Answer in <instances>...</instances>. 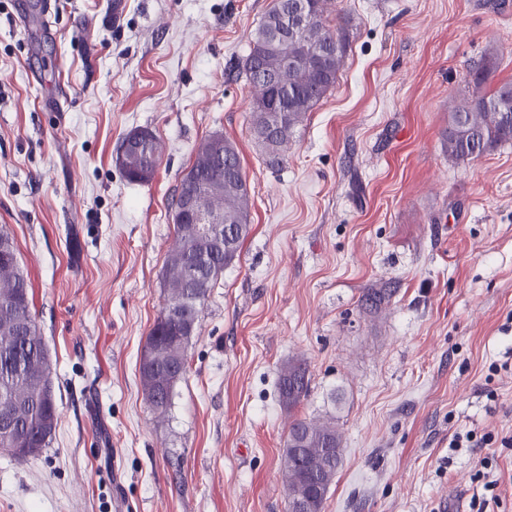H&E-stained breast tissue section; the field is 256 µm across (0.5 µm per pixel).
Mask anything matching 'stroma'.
<instances>
[{
	"instance_id": "35a3bbf8",
	"label": "stroma",
	"mask_w": 512,
	"mask_h": 512,
	"mask_svg": "<svg viewBox=\"0 0 512 512\" xmlns=\"http://www.w3.org/2000/svg\"><path fill=\"white\" fill-rule=\"evenodd\" d=\"M272 0H0V225L13 232L53 363L58 426L0 450V512H286L292 417L335 419L323 512H448L512 447V142L448 157V112L486 55L512 80V0H331L345 67L281 168L250 137L238 66ZM29 6L30 25L17 10ZM154 178L115 163L131 130ZM235 142L252 231L212 288L166 415L139 361L166 303L174 189L202 139ZM395 293L379 312L369 288ZM308 367L288 413L280 369ZM154 134L148 130H135L130 132L127 137L122 141L117 151L118 155L122 157L128 150H136L143 153L148 160H150V146ZM164 152V145L161 142V140H158L154 143L152 147V153L154 155V159L152 161V172L151 175L144 181L142 180V177L138 178V175L140 173H143L144 169V161L140 159L137 155L131 154L127 157L125 166L121 168L125 176L128 178V180L133 182H141L146 183L149 182L152 177L154 176V173L156 171V168L160 164L161 158L163 156Z\"/></svg>"
}]
</instances>
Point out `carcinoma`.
Segmentation results:
<instances>
[{"mask_svg": "<svg viewBox=\"0 0 512 512\" xmlns=\"http://www.w3.org/2000/svg\"><path fill=\"white\" fill-rule=\"evenodd\" d=\"M294 0H273L252 33L249 53L241 62L252 92V103L271 98L275 89L288 90V121L277 122L271 112H252L249 130L266 163L283 162L296 128L336 85L348 57L350 18L328 21V0H313L314 15L286 43H275L269 32L279 24V9ZM299 59L288 68L283 56ZM496 68L494 56L484 58L467 81V91L448 112L444 146L456 161L475 159L498 145L512 141V81L485 88ZM144 161L131 154L122 171L128 180L140 181ZM174 195L199 196L208 210L224 214V243L200 233L193 224H178L177 238L165 263V306L189 303L188 318L172 320L160 313L147 344L151 357L140 362L143 394L152 409L164 414L171 406L174 389L188 371V346L200 327L201 312L211 291L239 257L251 224L250 188L239 151L224 140V150L211 137L196 149L189 174L182 175ZM392 296L385 288H370L365 308L376 309ZM30 282L19 266L14 239L7 225H0V448H12V456L26 461L49 447L57 428L56 403L43 394L52 383L53 367L31 312ZM310 377L306 364L292 361L279 379V400L292 411L307 399ZM35 446L31 451L26 446ZM282 476L287 497L297 494L312 499L314 512H322L327 493L342 463L340 433L332 419H295L285 444Z\"/></svg>", "mask_w": 512, "mask_h": 512, "instance_id": "cac0c4a2", "label": "carcinoma"}]
</instances>
